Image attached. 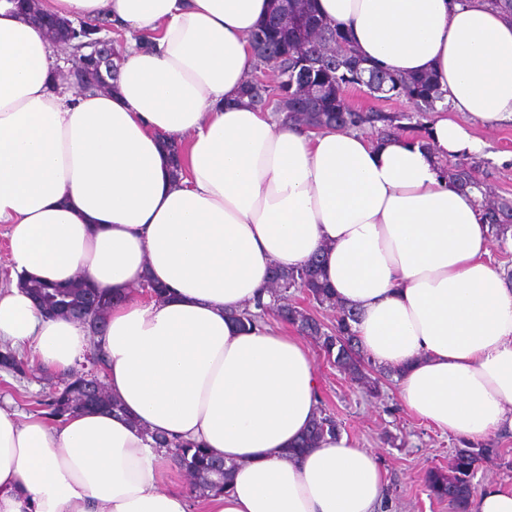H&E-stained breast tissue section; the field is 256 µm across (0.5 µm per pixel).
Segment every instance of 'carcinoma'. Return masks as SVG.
Instances as JSON below:
<instances>
[{
    "label": "carcinoma",
    "instance_id": "obj_1",
    "mask_svg": "<svg viewBox=\"0 0 512 512\" xmlns=\"http://www.w3.org/2000/svg\"><path fill=\"white\" fill-rule=\"evenodd\" d=\"M111 26L112 23L104 19L94 25L85 23L83 28L75 31L74 44L89 40L95 32ZM261 33L264 34L263 41L252 44L254 55L259 66L277 72V79L262 86L255 77L247 81L241 92L247 105L259 109L277 107L289 122L314 130L331 127L361 129L380 123L383 129L379 135L382 137L399 134L403 129L399 122L410 119L405 114L363 112L346 102L345 92L360 86L357 76L373 71L375 67L364 65L353 53L348 35L341 27L320 16L317 0H271L267 20L251 39ZM379 75L383 83L374 89V93L380 98L404 97L422 112L434 108L435 102L443 99V92L430 74L403 77L381 70ZM311 83L321 87L320 94L314 98L305 93V87ZM448 181L460 187L480 186L473 175V164L469 162L449 164ZM480 210L491 234L500 241L506 240L507 232L512 230V201L507 198L493 204L482 201ZM272 284L287 290H300L318 306L336 310V324L330 331L324 330L314 314L290 303L279 304L273 315L312 337L333 365L368 393L376 391L381 378L399 375L396 370L374 365L359 348L352 330V323L358 321V313L334 298L318 258L313 257L296 269L274 270ZM26 292L57 316L74 319L78 314L86 313L93 324L105 330L106 317L112 309V295L86 280L77 279L66 284L31 281L26 284ZM268 308L270 305L260 296L254 303V310L233 312L230 319L239 325L251 324L256 320V312L263 313ZM0 368L8 373H23L25 362L8 349L0 354ZM37 405L44 408L45 416L54 419L85 409H107L115 413L121 410V404L112 398L101 378L88 380L76 374L55 387L48 398ZM341 428L342 424L331 412L318 409L311 427L288 449V455H303L317 447L325 436L341 434ZM155 441L158 447L167 449L199 493L230 488L234 466L217 460L207 449L162 436L155 437ZM499 454L500 449L488 445L459 448L448 461V468H434L426 473L427 487L436 498L448 501L452 512H471L475 463Z\"/></svg>",
    "mask_w": 512,
    "mask_h": 512
}]
</instances>
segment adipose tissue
I'll return each instance as SVG.
<instances>
[{
	"instance_id": "1",
	"label": "adipose tissue",
	"mask_w": 512,
	"mask_h": 512,
	"mask_svg": "<svg viewBox=\"0 0 512 512\" xmlns=\"http://www.w3.org/2000/svg\"><path fill=\"white\" fill-rule=\"evenodd\" d=\"M318 5L360 58L436 74L429 146L238 105L269 0H40L122 30L110 93L73 87L56 45L0 0V344L70 372L90 329L45 317L19 282L92 281L116 297L102 376L122 405L52 424L0 404V512H191L157 435L235 464L204 512H377L381 469L347 437L285 454L318 407L308 349L228 315L318 252L411 412L469 440L512 430V283L487 260L480 192L444 166L482 155L474 125L512 122V18L486 0ZM145 275L164 299L131 294Z\"/></svg>"
}]
</instances>
